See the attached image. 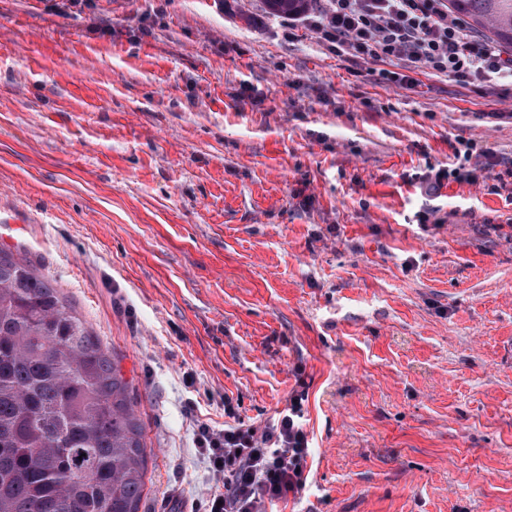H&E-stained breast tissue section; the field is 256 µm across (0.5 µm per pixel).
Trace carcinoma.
<instances>
[{
	"label": "carcinoma",
	"instance_id": "obj_1",
	"mask_svg": "<svg viewBox=\"0 0 512 512\" xmlns=\"http://www.w3.org/2000/svg\"><path fill=\"white\" fill-rule=\"evenodd\" d=\"M301 17L313 0H264ZM512 47V0H448ZM143 428L109 349L30 262L0 249V512H139Z\"/></svg>",
	"mask_w": 512,
	"mask_h": 512
}]
</instances>
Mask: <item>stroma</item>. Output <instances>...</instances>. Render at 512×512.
Returning <instances> with one entry per match:
<instances>
[{
    "instance_id": "stroma-1",
    "label": "stroma",
    "mask_w": 512,
    "mask_h": 512,
    "mask_svg": "<svg viewBox=\"0 0 512 512\" xmlns=\"http://www.w3.org/2000/svg\"><path fill=\"white\" fill-rule=\"evenodd\" d=\"M368 69L261 0H0V248L114 353L140 512H205L198 422L299 391L277 512H512V184L449 182L425 226L414 181L464 142L512 160V98Z\"/></svg>"
}]
</instances>
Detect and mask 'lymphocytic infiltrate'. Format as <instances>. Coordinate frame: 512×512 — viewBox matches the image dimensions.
<instances>
[{"instance_id":"obj_1","label":"lymphocytic infiltrate","mask_w":512,"mask_h":512,"mask_svg":"<svg viewBox=\"0 0 512 512\" xmlns=\"http://www.w3.org/2000/svg\"><path fill=\"white\" fill-rule=\"evenodd\" d=\"M306 21L337 55L404 63V71L379 73L400 88L413 84L418 69L488 87L512 82V51L471 34L445 0H322ZM488 156L476 144H465L462 164L421 175V192L431 197L449 181L477 182ZM302 401V395H294L261 429L237 419L220 429L199 424L196 444L224 481L206 512H267L269 505L299 494L310 455Z\"/></svg>"}]
</instances>
